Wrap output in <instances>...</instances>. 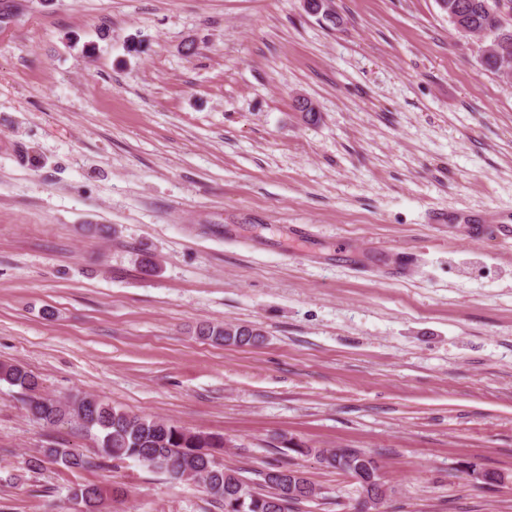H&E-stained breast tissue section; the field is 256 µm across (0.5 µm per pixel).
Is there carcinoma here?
I'll return each instance as SVG.
<instances>
[{
	"label": "carcinoma",
	"instance_id": "obj_1",
	"mask_svg": "<svg viewBox=\"0 0 512 512\" xmlns=\"http://www.w3.org/2000/svg\"><path fill=\"white\" fill-rule=\"evenodd\" d=\"M440 8L458 33L489 40L482 50L481 63L485 69L509 81L512 22L503 20L501 10L512 11V0H442ZM200 334L213 342L233 345H252L261 337L252 328L230 323L204 327ZM0 381L29 395L27 409L34 418L54 425L72 417L86 430L96 432L105 459H133L169 474L179 471L189 478H198L207 493L225 507L244 499L242 508L233 512H293L294 506L300 503L299 499L288 496V478L299 470L279 464L270 467L280 477L263 474L266 491H258L244 482L239 471L215 461L212 449L224 447V440L219 436L205 435L159 418L131 415L92 396L77 395L66 401L42 396L37 377L19 365L1 364ZM332 459L335 463L331 467L351 476L357 467L371 474L377 471L370 457L354 448H342L332 454ZM44 462L77 469L84 467L85 457L70 448L51 445L43 449L42 457L31 462V467L39 468ZM73 498L83 504L85 512H99L102 496L98 489L78 488L73 491Z\"/></svg>",
	"mask_w": 512,
	"mask_h": 512
}]
</instances>
